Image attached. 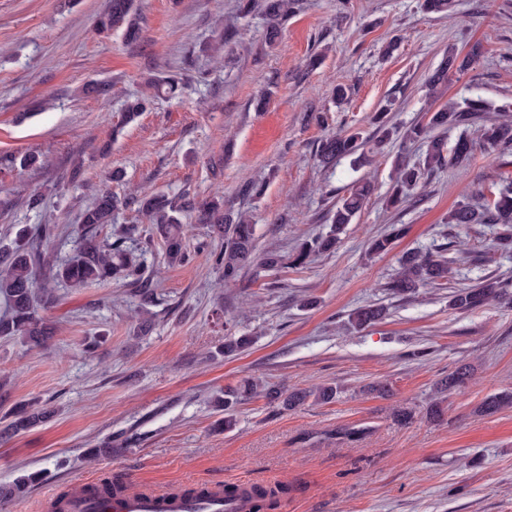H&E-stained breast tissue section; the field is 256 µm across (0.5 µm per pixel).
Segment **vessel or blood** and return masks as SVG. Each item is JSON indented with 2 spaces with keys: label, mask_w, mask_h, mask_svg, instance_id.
Here are the masks:
<instances>
[{
  "label": "vessel or blood",
  "mask_w": 512,
  "mask_h": 512,
  "mask_svg": "<svg viewBox=\"0 0 512 512\" xmlns=\"http://www.w3.org/2000/svg\"><path fill=\"white\" fill-rule=\"evenodd\" d=\"M63 512H248L245 500L227 501L215 494L202 500L169 498L165 493L135 486L120 495L98 500L90 498L83 483H76L62 502Z\"/></svg>",
  "instance_id": "vessel-or-blood-1"
}]
</instances>
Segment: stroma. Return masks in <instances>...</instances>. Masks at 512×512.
Instances as JSON below:
<instances>
[{
    "instance_id": "35a3bbf8",
    "label": "stroma",
    "mask_w": 512,
    "mask_h": 512,
    "mask_svg": "<svg viewBox=\"0 0 512 512\" xmlns=\"http://www.w3.org/2000/svg\"><path fill=\"white\" fill-rule=\"evenodd\" d=\"M108 0H0V249L26 225L51 223L63 234L56 262L74 257L83 211L102 193L128 196L113 225L147 221L141 191L202 201L224 197L250 212L259 251L292 252L329 232V211L359 179L374 191L334 251L300 269L251 268L225 284L198 248L208 228L182 214L186 265L164 261L162 242L147 254L156 297L142 305L120 281L53 287L44 347L0 337V430L18 405L47 408L37 426L0 438V485L42 472V481L7 512H43L51 493L76 480L129 479L163 489L227 483L285 484L278 512H512V407L478 413L488 395L512 391V305L452 310L448 295L494 276L512 279V253L496 244V224L452 226L458 202L484 204L512 176V150L476 144L468 169L442 168L400 209L386 208L394 159L411 162L425 147L396 138L383 156L319 165L329 135L360 130L388 106L406 130L427 106L425 79L448 47L480 44L476 67L442 89L438 104L477 89L498 119L512 102V0H452L428 14L420 0H299L276 45L261 14L238 16V0H138L136 41L100 31ZM238 34L212 48L225 26ZM397 50L384 57L389 40ZM325 52L317 69L311 55ZM178 80L175 96H154L152 81ZM345 84L338 104L334 87ZM106 84L105 96L84 94ZM147 96L146 112L123 123L128 100ZM120 134H113L116 124ZM43 164L28 167V155ZM268 176L257 199L243 182ZM41 200L31 207V197ZM401 224L384 255L372 238ZM446 245L455 264L447 283L396 297L386 288L402 256ZM375 304L386 316L355 329L348 316ZM254 337L234 357L226 333ZM461 364L474 369L466 390L446 395L441 420L426 414L437 382ZM244 376L287 389L335 383L327 404L283 410L261 397L238 406L233 431L217 432L213 399ZM391 385L392 397L370 391ZM410 422L393 419L396 407ZM362 429L359 439L344 430ZM121 455L93 456L105 443Z\"/></svg>"
}]
</instances>
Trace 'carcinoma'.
<instances>
[{
  "mask_svg": "<svg viewBox=\"0 0 512 512\" xmlns=\"http://www.w3.org/2000/svg\"><path fill=\"white\" fill-rule=\"evenodd\" d=\"M296 0H239V14L243 17L260 11L266 22V40L273 45L277 42L281 25L294 13ZM138 14L134 9V0H109L107 13L100 19L104 30H122L127 39L137 37ZM482 49L475 44L462 56L454 48H448L438 67L425 80L429 93L448 84V80L470 70L481 58ZM487 111L483 98L466 97L447 107H441L426 113L425 120L411 125L403 134L408 142L422 141L427 150L420 166L412 165L404 154L394 160L395 179L390 194L385 198L386 207L397 209L407 201L408 192L415 189L423 177L445 165L451 168H465L473 158V140L463 134L458 137L452 149L446 148L444 139L435 134L437 130L450 127H468L479 124L480 140L491 148L512 146V121L483 119ZM387 109L378 111L373 117L380 135L376 138L374 149H380L397 134V127L384 121ZM367 142L359 134H336L318 143L316 155L324 165L335 163L346 156H355L368 160L365 147ZM372 193V185L367 181L353 183L346 194L336 202L331 221L334 229L331 234L304 240L298 250L292 254H283L277 250L258 252L255 226L252 217L245 211L233 212L224 205V198L213 197L198 202L185 194L172 201L163 194L146 196L140 200V207L148 223L154 225L155 232L163 241L164 261L170 266H182L189 261V253L183 241V227L178 214L192 212L197 220L210 226L211 237L222 241L220 251L211 254L212 264L222 271L224 284L236 283L244 270L260 267L277 270L289 266L297 269L304 267L310 258L326 253L334 248L339 234L345 225L352 222L362 210L364 203ZM125 201L111 194H101L95 203L84 210L77 255L70 261L55 264L51 261L48 247L60 230L56 224H38L31 230L19 231L14 248L0 252V294L7 302V312L0 317V337L18 339L32 346L41 345L50 333V327L40 312L49 309L54 297L48 288L50 283H63L71 288H81L92 283H105L123 278L133 286H143L150 280L151 270L144 261L130 257L120 248V243L134 238L139 229L126 226L115 230L116 240L97 239L99 228L112 223L114 211ZM448 223L462 224H502L505 227L499 245L512 248V177L501 179V187L492 202L481 208L469 202H460L448 212ZM404 233V228L394 226L370 243L374 254L389 252L395 240ZM453 260L442 251L421 254H409L401 261V271L392 279L387 288L396 295H405L420 285L441 284L448 280L449 265ZM492 301L512 303V282L485 279L472 288H461L448 295V308L469 311L480 308ZM384 308L368 305L355 309L349 316L354 328L368 326L381 319ZM250 336H226L222 353L238 354L251 346ZM471 376L469 369L458 367L448 373L440 382L443 391L461 392L465 390ZM339 388L333 384H320L309 389H287L265 386L252 377L244 378L234 387L224 391V398L218 402L224 417L217 426L229 432L236 426V408L238 405L259 395L268 403L283 409L293 410L308 401L330 403L336 399ZM512 406V392L492 394L481 402L478 411L493 415L505 407ZM47 417L44 410L29 409L25 406L15 408L10 430L13 433L25 431ZM40 479V474L32 473L15 483L0 487V502L17 499L28 493ZM286 485H252L242 490L234 484L224 485V498L232 499L240 495L252 503V512H274L282 497L288 494Z\"/></svg>",
  "mask_w": 512,
  "mask_h": 512,
  "instance_id": "carcinoma-1",
  "label": "carcinoma"
}]
</instances>
